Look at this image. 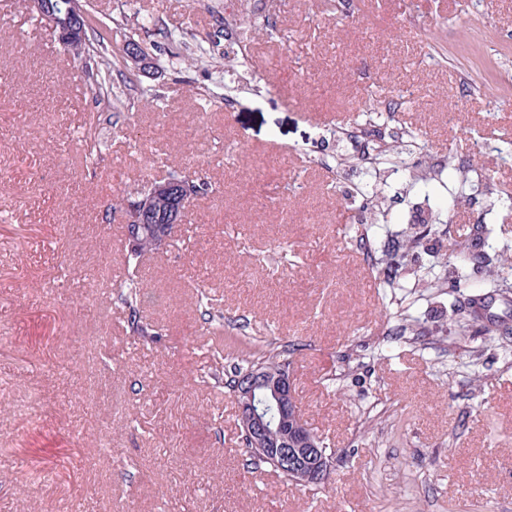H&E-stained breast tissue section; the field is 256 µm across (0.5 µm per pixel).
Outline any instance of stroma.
Instances as JSON below:
<instances>
[{
  "label": "stroma",
  "instance_id": "1",
  "mask_svg": "<svg viewBox=\"0 0 512 512\" xmlns=\"http://www.w3.org/2000/svg\"><path fill=\"white\" fill-rule=\"evenodd\" d=\"M83 5L107 32L102 103L88 77L72 89L78 64L27 0H0V512H512V278L497 279L512 249L451 287L485 219L512 242V210L493 205L512 195L497 152L512 147V0H361L349 17L327 0ZM228 12L242 69L224 58ZM131 36L147 63L124 59ZM388 106L430 146L411 169H473L485 191L428 237L421 199L390 194L401 222L368 257L340 218L363 146L336 130ZM172 174L209 191L130 268L138 336L102 294L126 264L114 204ZM395 252L412 322L377 278ZM218 322L290 345L294 398L336 451L324 484L246 473L233 397L199 383Z\"/></svg>",
  "mask_w": 512,
  "mask_h": 512
}]
</instances>
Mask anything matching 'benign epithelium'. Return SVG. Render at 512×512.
<instances>
[{"label": "benign epithelium", "mask_w": 512, "mask_h": 512, "mask_svg": "<svg viewBox=\"0 0 512 512\" xmlns=\"http://www.w3.org/2000/svg\"><path fill=\"white\" fill-rule=\"evenodd\" d=\"M29 8L52 25L58 32L61 44L65 47L85 44L87 12L81 0H69L64 14H59L56 0H29ZM203 188V183L187 177H173L162 182L154 181L150 190L170 199L171 207L156 218L146 212L140 201L130 202L123 211V224L129 248L137 249L142 236L154 221L178 226L187 213L185 198ZM239 411L248 418L249 434L253 448L266 454L269 448H279L273 461L282 470L295 473L299 463H308V471L300 479L302 485L322 484L329 475L325 465V446L313 434L292 443L290 448H282L279 432L288 423V414L298 406L293 397L292 380L288 369L278 371L256 368L241 377L236 387Z\"/></svg>", "instance_id": "benign-epithelium-1"}]
</instances>
